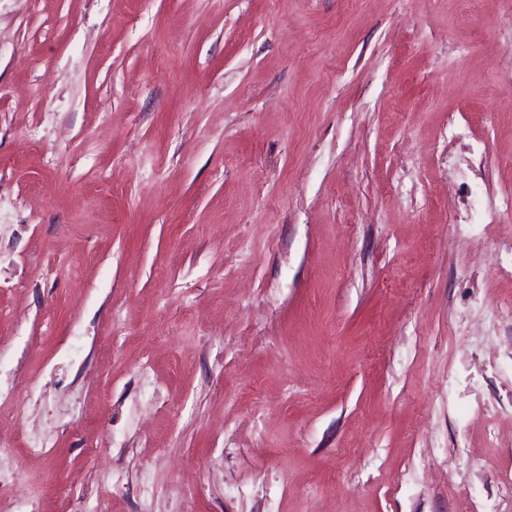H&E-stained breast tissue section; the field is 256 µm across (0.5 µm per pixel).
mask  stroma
I'll list each match as a JSON object with an SVG mask.
<instances>
[{
    "mask_svg": "<svg viewBox=\"0 0 512 512\" xmlns=\"http://www.w3.org/2000/svg\"><path fill=\"white\" fill-rule=\"evenodd\" d=\"M510 192L500 0H0V512H512Z\"/></svg>",
    "mask_w": 512,
    "mask_h": 512,
    "instance_id": "35a3bbf8",
    "label": "stroma"
}]
</instances>
